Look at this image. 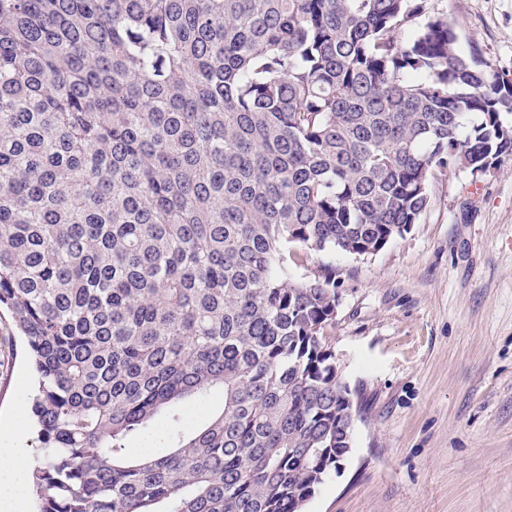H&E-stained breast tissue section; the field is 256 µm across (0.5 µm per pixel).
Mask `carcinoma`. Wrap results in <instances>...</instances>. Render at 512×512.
Returning a JSON list of instances; mask_svg holds the SVG:
<instances>
[{
	"mask_svg": "<svg viewBox=\"0 0 512 512\" xmlns=\"http://www.w3.org/2000/svg\"><path fill=\"white\" fill-rule=\"evenodd\" d=\"M415 25L410 39L398 32ZM427 0H0V307L36 512H298L360 413L333 272L512 156V78ZM224 391L180 429L178 403ZM164 420L167 454L125 441Z\"/></svg>",
	"mask_w": 512,
	"mask_h": 512,
	"instance_id": "cac0c4a2",
	"label": "carcinoma"
}]
</instances>
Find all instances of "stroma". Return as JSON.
I'll return each instance as SVG.
<instances>
[{"label": "stroma", "instance_id": "35a3bbf8", "mask_svg": "<svg viewBox=\"0 0 512 512\" xmlns=\"http://www.w3.org/2000/svg\"><path fill=\"white\" fill-rule=\"evenodd\" d=\"M458 48L512 76V0H430ZM418 224L377 252L312 254L335 269L327 345L362 405L355 445L305 512H512V158L429 187ZM23 338L0 320V428L38 454Z\"/></svg>", "mask_w": 512, "mask_h": 512}]
</instances>
